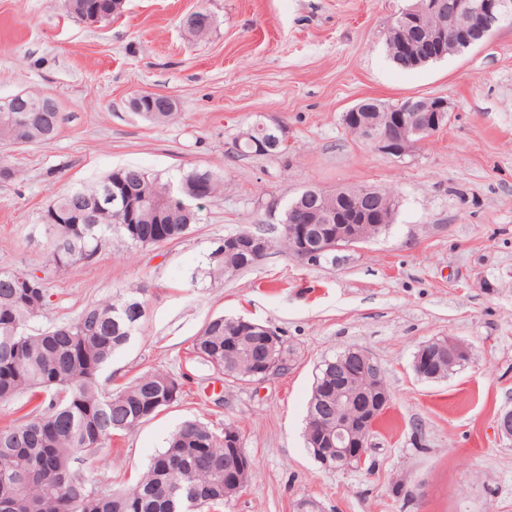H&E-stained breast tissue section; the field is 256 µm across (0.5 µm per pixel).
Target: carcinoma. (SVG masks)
I'll return each instance as SVG.
<instances>
[{"label":"carcinoma","instance_id":"carcinoma-1","mask_svg":"<svg viewBox=\"0 0 512 512\" xmlns=\"http://www.w3.org/2000/svg\"><path fill=\"white\" fill-rule=\"evenodd\" d=\"M453 11L425 17L418 30H402L391 21L384 33L393 62L413 67L408 54L433 31L451 33ZM27 143L54 138L63 121L60 112H32ZM15 113L0 111V145L15 146ZM137 175L147 194L140 223L128 224L111 208H101L97 198L110 185ZM210 178V194L224 190L223 178L209 169H193L178 181L164 180L140 168L112 170L89 188L66 190L42 215L48 243V266L62 269L96 256L106 240L116 234L139 247L173 243L199 223L200 208L185 190L201 176ZM366 203L385 210L384 224L392 223L396 207L393 193L381 190ZM210 273L229 276L248 269L243 254L224 252L220 244L209 256ZM25 271L0 268V401L21 392L34 397L46 393L23 421L0 428V499L18 494L16 512H221L224 508V436L201 422H186L166 446L126 487L107 492L93 490L76 463L91 455L112 436L135 430L147 421L142 411L154 412L175 404L168 396L167 373L156 371L137 377L112 392L102 387L99 373L112 355L123 348L145 317V289L133 288L103 302L85 305L70 322L41 332L28 331L39 316L25 289L16 287ZM196 357L224 374L247 382L257 361L275 370L288 367L291 353L283 340L272 344L260 331L241 332L238 319L218 316L196 336ZM336 358L317 368L311 400L319 397L335 375ZM59 480L52 484L48 475Z\"/></svg>","mask_w":512,"mask_h":512}]
</instances>
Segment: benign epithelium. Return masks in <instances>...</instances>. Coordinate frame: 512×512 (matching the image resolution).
<instances>
[{
  "instance_id": "obj_1",
  "label": "benign epithelium",
  "mask_w": 512,
  "mask_h": 512,
  "mask_svg": "<svg viewBox=\"0 0 512 512\" xmlns=\"http://www.w3.org/2000/svg\"><path fill=\"white\" fill-rule=\"evenodd\" d=\"M453 11L461 17V24L449 36V40L461 48H468L476 41L491 34L503 21L512 20V3L509 0H455ZM433 104L426 105L419 96H410L389 106V111L378 112L372 121H364L360 110L366 107L360 102L343 113L346 128L363 133L375 148L384 153L402 158L412 152L414 146L427 134L435 133L448 122V101L432 97ZM4 112H57L56 101L48 96L32 98L21 92L3 100ZM265 130L266 142L273 145L286 140L283 125L260 123ZM336 206H326L319 215L320 226L316 227L304 216L301 206L293 207L295 224L288 228L294 245V255L301 261L319 259L322 255L365 242L370 239L363 230L366 224H382L383 215L375 208L364 207L348 193L338 190L329 195ZM145 197L130 186L116 192L107 187L98 205L112 204L121 213H131L142 205ZM224 248L241 251L257 264L270 249L269 239L262 235L240 233L224 239ZM448 359V373L464 366L470 353L460 341L448 338L436 339L425 344L414 361L415 373L427 379L439 376L438 366ZM382 371L376 360L366 351L358 349L336 360V416L330 418L326 431L319 429L322 415L310 414L308 436L314 452L324 465L336 462V467L362 466L366 460L371 436L367 426L375 412L386 405L389 393L380 387ZM497 434L512 440V409L500 411L495 419ZM230 465L224 466V475L250 467L249 456L242 448L239 434L233 430L225 433Z\"/></svg>"
}]
</instances>
